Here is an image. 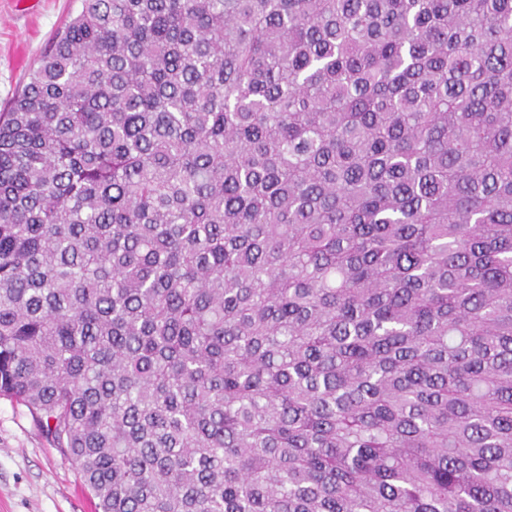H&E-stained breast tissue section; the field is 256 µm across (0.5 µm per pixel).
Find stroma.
Returning <instances> with one entry per match:
<instances>
[{"label":"stroma","instance_id":"35a3bbf8","mask_svg":"<svg viewBox=\"0 0 512 512\" xmlns=\"http://www.w3.org/2000/svg\"><path fill=\"white\" fill-rule=\"evenodd\" d=\"M82 0H0V112L37 67L49 39ZM0 512H94L80 473L35 428L27 410L0 397Z\"/></svg>","mask_w":512,"mask_h":512}]
</instances>
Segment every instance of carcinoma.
<instances>
[{"mask_svg": "<svg viewBox=\"0 0 512 512\" xmlns=\"http://www.w3.org/2000/svg\"><path fill=\"white\" fill-rule=\"evenodd\" d=\"M0 397L96 512H512V0H82L0 112Z\"/></svg>", "mask_w": 512, "mask_h": 512, "instance_id": "carcinoma-1", "label": "carcinoma"}]
</instances>
